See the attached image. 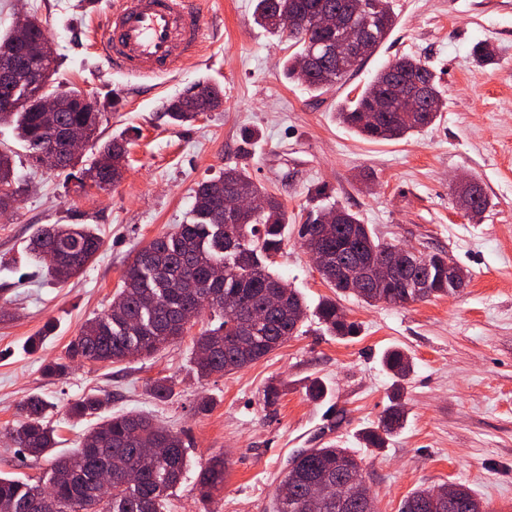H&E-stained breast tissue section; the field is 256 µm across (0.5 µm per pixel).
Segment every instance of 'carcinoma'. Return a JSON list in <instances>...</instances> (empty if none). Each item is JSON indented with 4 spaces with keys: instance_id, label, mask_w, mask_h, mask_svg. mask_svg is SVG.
<instances>
[{
    "instance_id": "obj_1",
    "label": "carcinoma",
    "mask_w": 512,
    "mask_h": 512,
    "mask_svg": "<svg viewBox=\"0 0 512 512\" xmlns=\"http://www.w3.org/2000/svg\"><path fill=\"white\" fill-rule=\"evenodd\" d=\"M320 11H332L353 22L356 36L372 38L375 50L395 22L389 0H256V23L274 34L287 35L298 47L284 62L285 74L313 92L343 82L366 60L363 56L350 66L332 58L315 69L299 63L311 41L321 38L306 28L310 16ZM472 56L479 66L491 65L498 48L482 41L474 45ZM418 83L428 85V102L418 112L402 110L401 98ZM220 95L214 85L197 82L170 104V118L176 123L192 122L198 99ZM0 96H13L18 102L15 111L0 114V123L15 124L18 138L33 159L51 146L63 148V134L69 127L98 128L94 112H37L23 89H3ZM443 107L441 87L430 66L419 58L399 57L385 64L357 96L346 100L336 116L366 138L399 140L434 124ZM125 153V145L116 140L98 145L94 158L82 168V179L99 187L116 185L122 178L119 161ZM15 183L12 158L0 151V204L11 196L8 188ZM233 191L265 197L266 209L243 215L227 212L224 196ZM456 202L471 218L490 207L489 197L476 181L458 193ZM192 214L190 223L154 238L138 251L109 310L82 327L68 345L67 361L47 367L48 374L65 373L71 362L112 364L151 357L184 334L183 314L194 306L219 320L217 327L205 329L196 339L192 364L199 379L243 369L299 334L307 313L305 299L271 270V258L280 252L285 238V205L236 165L198 185ZM299 234L321 249L330 267L321 277L335 289L336 298L321 301L318 318L333 335L358 333L357 324L347 319L340 306L339 296L352 294L368 304L401 307L459 293L448 282L452 259L444 252L429 258L409 252L400 278L384 279L374 290L365 286L349 290L337 270L354 267L369 277L387 262L394 246L380 242L344 206L322 208L300 226ZM99 248L100 239L88 225L55 224L33 236L29 251L49 276L66 281L80 275ZM382 364L398 383L412 370L411 361L397 349L386 351ZM150 392L154 399L166 401L173 385L166 377L158 378ZM105 404L97 396L80 398L71 405L70 416L81 420L99 413ZM48 409L42 398L29 397L20 407L21 420L8 431L16 447L36 458L52 455L56 445L54 431L45 423ZM405 420L406 411L396 392L377 426L362 432L365 445L384 447ZM49 463L42 484L0 476V512H163L189 464V445L179 433L157 426L147 415L117 414L91 428L71 454L52 455ZM291 463L293 467L276 490L272 512H378L374 499L337 501L321 491L312 492L315 482L325 477L363 473L354 451L335 444L306 448ZM107 471L112 472V492L102 499L99 479ZM226 473L222 456L202 463L198 474L201 497L208 499L223 488ZM433 494L428 488L414 490L403 500L400 512H434L429 507ZM450 512H484V506L461 485Z\"/></svg>"
}]
</instances>
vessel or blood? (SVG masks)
Returning <instances> with one entry per match:
<instances>
[{
	"instance_id": "obj_1",
	"label": "vessel or blood",
	"mask_w": 512,
	"mask_h": 512,
	"mask_svg": "<svg viewBox=\"0 0 512 512\" xmlns=\"http://www.w3.org/2000/svg\"><path fill=\"white\" fill-rule=\"evenodd\" d=\"M204 42L199 0H118L97 48L113 71L154 77L199 56Z\"/></svg>"
}]
</instances>
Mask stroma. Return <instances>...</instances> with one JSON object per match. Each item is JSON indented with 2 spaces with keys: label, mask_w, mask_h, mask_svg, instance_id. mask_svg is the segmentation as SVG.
Returning <instances> with one entry per match:
<instances>
[{
  "label": "stroma",
  "mask_w": 512,
  "mask_h": 512,
  "mask_svg": "<svg viewBox=\"0 0 512 512\" xmlns=\"http://www.w3.org/2000/svg\"><path fill=\"white\" fill-rule=\"evenodd\" d=\"M118 0H0V33L17 16L41 22L58 66L51 85L90 93L100 103L102 140L129 146L122 180L105 189L33 165L12 126L0 125V150L14 152L19 192L0 209V474H43L47 463L23 453L5 430L31 396L50 403L56 453L78 447L96 423L70 417L72 402L109 395V414L138 411L179 432L190 461L166 512H271L290 456L335 443L362 459L379 512H399L420 487L460 483L487 512H512V0H391L397 22L384 44L343 84L313 93L286 78L290 42L254 21L255 0H204V51L146 80L113 72L96 49L94 21ZM490 41L495 64L478 66L473 45ZM427 61L444 91L432 126L400 140H368L339 124V102L359 94L388 61ZM205 80L223 104L191 123H174L169 103ZM246 167L288 210L274 272L297 288L311 310L334 290L321 278L298 236L318 208L339 203L385 242L446 252L469 281L454 296L404 307L341 298L357 335H331L311 313L298 336L239 372L197 379L194 340L214 324L196 319L183 338L155 357L75 366L47 376L89 319L104 314L128 263L152 239L189 218L199 183L224 168ZM477 180L491 200L481 218L463 216L453 183ZM53 224H86L101 240L79 276L55 282L38 273L29 242ZM40 338L29 351L32 338ZM402 350L413 370L402 383L407 417L382 448L364 447L397 387L381 357ZM174 383L153 401L148 384ZM326 393L314 401L311 381ZM280 398L267 406L265 390ZM210 409L195 411L200 401ZM224 456L223 489L202 499L199 464Z\"/></svg>",
  "instance_id": "1"
}]
</instances>
